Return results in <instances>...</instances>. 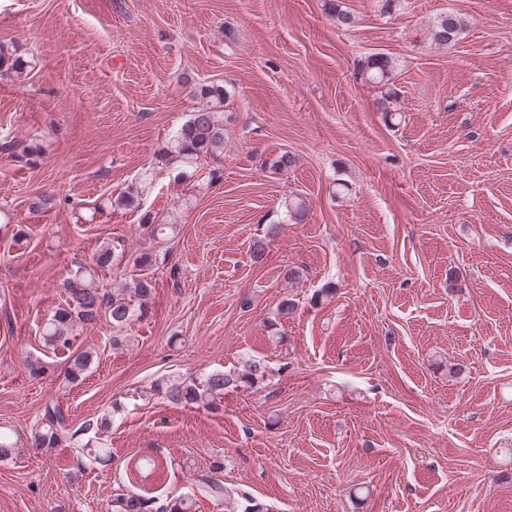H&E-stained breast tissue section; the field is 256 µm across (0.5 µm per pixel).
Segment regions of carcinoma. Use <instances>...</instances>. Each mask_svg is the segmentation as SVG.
<instances>
[{
	"instance_id": "cac0c4a2",
	"label": "carcinoma",
	"mask_w": 512,
	"mask_h": 512,
	"mask_svg": "<svg viewBox=\"0 0 512 512\" xmlns=\"http://www.w3.org/2000/svg\"><path fill=\"white\" fill-rule=\"evenodd\" d=\"M331 17L336 25L349 29L355 26L354 14L337 0H329ZM464 28L461 16L447 13L438 17L432 26V38L439 45H447L458 40ZM26 62L16 55V50L0 42V75L20 74ZM393 62L384 53H374L363 64V74L373 84H387L391 80ZM166 153L187 163L201 158H215L224 153V110L217 106H202L191 114L189 120L180 128L169 142ZM296 164L295 154L282 151L270 155L265 166L277 173H286ZM143 229L152 239H157L176 229L173 224H158L151 215L143 218ZM120 241L106 242L93 258L91 264H81L60 282L64 302L51 312L42 329L43 347L46 351H64L68 353L64 382L74 386L83 381L89 371L93 356L88 351H72L73 339L77 328L96 326L102 321L112 325L116 334L112 336V345L124 344L127 337L123 332L148 313V300L152 293V279L148 270L153 265V254L144 250L135 255L133 266L141 271L134 291L126 287H114L110 290L97 284L99 271L106 269L117 252ZM266 366L258 360L249 359L244 370L239 373L221 371L209 374L203 381L204 388L188 384L178 378L169 377L157 381L154 391L172 405L203 404L211 411H219L224 399V390L230 387L251 388L264 380ZM111 420L101 416L84 423L80 428L71 429L70 418L57 401L46 403L42 417L31 429L30 440L33 447L47 451L56 448L62 442L76 439L81 432L95 434L109 429ZM152 500L139 494H122L115 500L116 512H152Z\"/></svg>"
}]
</instances>
